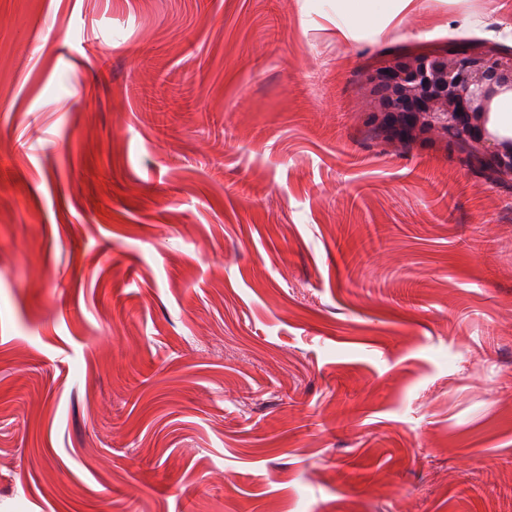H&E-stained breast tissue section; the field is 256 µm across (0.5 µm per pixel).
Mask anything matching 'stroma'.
I'll return each mask as SVG.
<instances>
[{
  "label": "stroma",
  "mask_w": 512,
  "mask_h": 512,
  "mask_svg": "<svg viewBox=\"0 0 512 512\" xmlns=\"http://www.w3.org/2000/svg\"><path fill=\"white\" fill-rule=\"evenodd\" d=\"M393 2L0 0V512H512V183L365 84L512 0Z\"/></svg>",
  "instance_id": "1"
}]
</instances>
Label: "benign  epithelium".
I'll return each mask as SVG.
<instances>
[{"label":"benign epithelium","instance_id":"1","mask_svg":"<svg viewBox=\"0 0 512 512\" xmlns=\"http://www.w3.org/2000/svg\"><path fill=\"white\" fill-rule=\"evenodd\" d=\"M369 119L390 139L466 140L512 179V137L488 128L494 98L512 93V53L458 49L392 57L367 75Z\"/></svg>","mask_w":512,"mask_h":512}]
</instances>
